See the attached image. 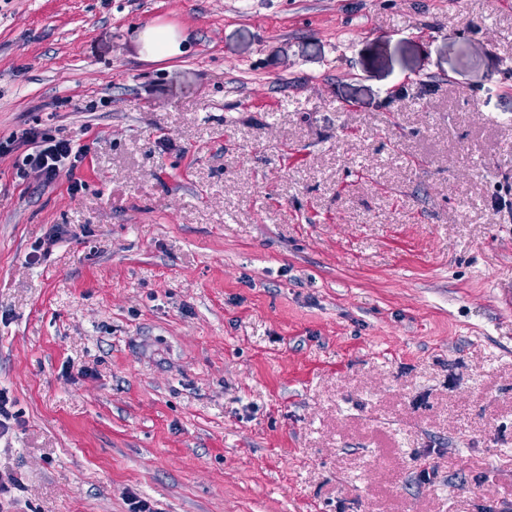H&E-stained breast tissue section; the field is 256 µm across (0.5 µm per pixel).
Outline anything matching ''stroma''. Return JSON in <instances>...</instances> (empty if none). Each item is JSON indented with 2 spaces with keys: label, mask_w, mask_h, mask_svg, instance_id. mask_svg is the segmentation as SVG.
Wrapping results in <instances>:
<instances>
[{
  "label": "stroma",
  "mask_w": 512,
  "mask_h": 512,
  "mask_svg": "<svg viewBox=\"0 0 512 512\" xmlns=\"http://www.w3.org/2000/svg\"><path fill=\"white\" fill-rule=\"evenodd\" d=\"M30 127L0 512H512V5L0 0ZM142 41L148 57L163 60L183 54L182 39L171 26L156 25L144 29ZM21 145L30 147L17 161L20 176H27L29 171L36 172L44 186L52 183L65 167L76 169L86 156L85 149L76 147L70 139L52 136L37 128H28L20 137L13 136L5 142L0 141V157L13 153Z\"/></svg>",
  "instance_id": "35a3bbf8"
}]
</instances>
